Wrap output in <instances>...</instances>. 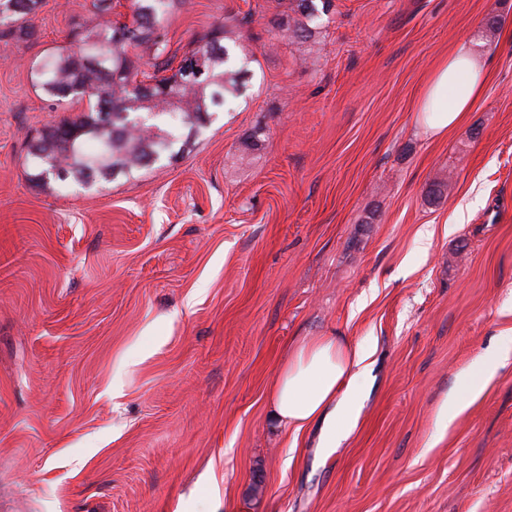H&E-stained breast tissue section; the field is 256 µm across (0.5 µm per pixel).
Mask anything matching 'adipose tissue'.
Instances as JSON below:
<instances>
[{
	"label": "adipose tissue",
	"mask_w": 512,
	"mask_h": 512,
	"mask_svg": "<svg viewBox=\"0 0 512 512\" xmlns=\"http://www.w3.org/2000/svg\"><path fill=\"white\" fill-rule=\"evenodd\" d=\"M486 84V70L464 43L440 58L428 73L416 101L423 131L444 137L471 110ZM373 350L351 338L306 336L293 345L270 386L275 418L293 433L322 423L325 447L336 448L352 433L364 392L373 380ZM512 361V336L494 355L482 356L459 373L439 410L450 425L484 390L499 368Z\"/></svg>",
	"instance_id": "1"
}]
</instances>
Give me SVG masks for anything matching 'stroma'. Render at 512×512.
I'll use <instances>...</instances> for the list:
<instances>
[{
  "mask_svg": "<svg viewBox=\"0 0 512 512\" xmlns=\"http://www.w3.org/2000/svg\"><path fill=\"white\" fill-rule=\"evenodd\" d=\"M287 14L179 0L171 49L226 24L251 84L190 150L96 190L35 186L26 155L85 110L37 72L102 14L43 0L32 37L0 39V512H512V362L437 420L512 332V0H332L310 43ZM462 41L488 81L433 139L414 101ZM323 333L374 350L333 450L269 397ZM506 335L497 352L492 356H481L472 362L457 377L456 385L449 391L448 398L439 410V421L448 427L484 390L499 368L512 358V336Z\"/></svg>",
  "mask_w": 512,
  "mask_h": 512,
  "instance_id": "stroma-1",
  "label": "stroma"
}]
</instances>
